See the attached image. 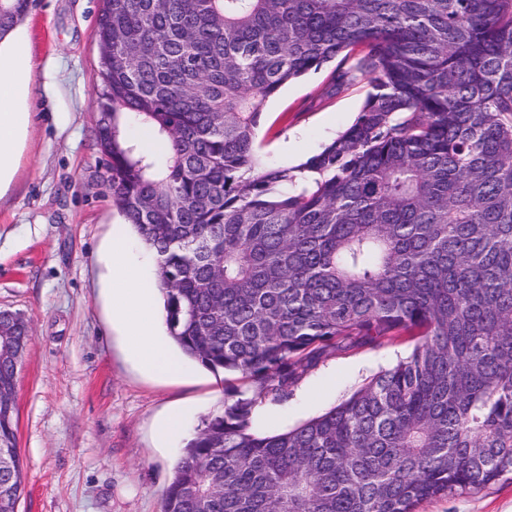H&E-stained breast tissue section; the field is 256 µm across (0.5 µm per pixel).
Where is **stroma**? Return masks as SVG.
<instances>
[{
    "label": "stroma",
    "mask_w": 512,
    "mask_h": 512,
    "mask_svg": "<svg viewBox=\"0 0 512 512\" xmlns=\"http://www.w3.org/2000/svg\"><path fill=\"white\" fill-rule=\"evenodd\" d=\"M101 8L102 0H31L26 13L37 65L52 59L58 70L57 92L39 100L14 186L0 199V310L22 314L33 332L15 393L26 475L18 512H161L188 438L252 389L188 359L176 375L146 372L112 326L100 253L120 215L96 141ZM332 73L329 65L309 73L268 101L265 165H297L353 123L370 85L338 88ZM410 350L326 358L288 401L260 408L253 431L279 433L323 414ZM175 408L186 412V434L159 444L155 424ZM415 512H512V483L424 501Z\"/></svg>",
    "instance_id": "1"
}]
</instances>
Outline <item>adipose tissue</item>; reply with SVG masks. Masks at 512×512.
Instances as JSON below:
<instances>
[{
    "instance_id": "ef3b65f1",
    "label": "adipose tissue",
    "mask_w": 512,
    "mask_h": 512,
    "mask_svg": "<svg viewBox=\"0 0 512 512\" xmlns=\"http://www.w3.org/2000/svg\"><path fill=\"white\" fill-rule=\"evenodd\" d=\"M35 73L27 23L19 21L0 30V197L14 183L35 120L34 104L39 94ZM106 268L112 315L123 329L131 356L147 372L178 373L181 360L160 338V288L144 284L126 236L111 235Z\"/></svg>"
}]
</instances>
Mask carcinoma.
Here are the masks:
<instances>
[{"instance_id": "obj_1", "label": "carcinoma", "mask_w": 512, "mask_h": 512, "mask_svg": "<svg viewBox=\"0 0 512 512\" xmlns=\"http://www.w3.org/2000/svg\"><path fill=\"white\" fill-rule=\"evenodd\" d=\"M30 0H0V27ZM97 135L112 205L158 258L168 336L240 394L162 512H414L512 481V0H103ZM351 126L264 167L263 110L331 62ZM149 128V153L127 127ZM17 378L32 340L0 310ZM412 351L282 433L254 412L337 352ZM0 402V512L24 490Z\"/></svg>"}]
</instances>
